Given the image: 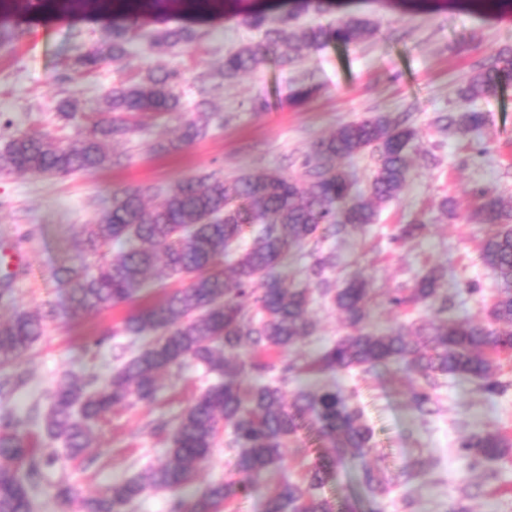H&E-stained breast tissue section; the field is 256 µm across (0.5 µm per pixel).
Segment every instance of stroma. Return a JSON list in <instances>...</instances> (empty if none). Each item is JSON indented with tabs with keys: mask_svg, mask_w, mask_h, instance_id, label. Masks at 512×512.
Returning <instances> with one entry per match:
<instances>
[{
	"mask_svg": "<svg viewBox=\"0 0 512 512\" xmlns=\"http://www.w3.org/2000/svg\"><path fill=\"white\" fill-rule=\"evenodd\" d=\"M298 2L224 0L212 14H141L124 65L110 63L92 73L78 69L76 60L107 41L115 21L112 12L93 5L21 19L15 39L0 44V116L12 122L9 131L0 130V139L9 132H38L68 144L82 134L84 115L102 110L113 84L139 80L159 66L179 73L183 105L172 115L145 119L114 142L112 165L97 173L44 177L0 172V253L21 255L12 289L0 299V321L48 302L58 309L44 336L19 361L29 383L10 398L9 408L21 414L45 400L65 373L93 369L104 375L115 366L111 345L95 348L91 342L119 327L133 304L71 315L65 308L68 285L57 275L78 255L83 225L93 223L113 195L139 190L154 206L167 185L214 170L227 178L272 169L297 177L318 140L371 114L409 115L418 132L410 177L397 198L379 206L378 219L367 232L322 245V254L335 257L330 282L341 284L360 271L371 277L381 298L398 284H412L424 267L437 266L446 272L443 290L458 303L457 318L477 316L491 304L499 286L481 259L483 233L466 218L477 205L476 189L512 196V86L476 102L487 122L467 137L439 131L433 120L456 109L455 90L479 63L512 47V5L488 13L472 0H326L323 12L315 13L299 9ZM250 12L264 13L270 26L289 14L299 23L325 27L343 16L363 15L376 22L378 32L358 45L330 42L299 50L287 66L268 57L259 68L201 97V79L214 77L227 51L262 42V31L243 22ZM179 27L195 30L198 40L161 54L148 51L152 33ZM301 83L316 85L318 92L297 106L289 96ZM68 97L78 108L66 120L58 105ZM204 108L214 115L207 135L165 151L183 119ZM445 198L452 200L457 219L439 209ZM416 218L427 224L425 236L392 243L398 227ZM472 280L481 293H465ZM311 316L316 330L292 349V357L313 356L347 332L337 310L322 301L313 303ZM498 375L508 389L492 396L466 380L439 378L441 411L426 423L409 408L411 382L395 368L337 376L336 385L356 390L374 430L377 463L387 476L398 475L414 457L429 460L430 466L406 488L376 499L365 497L354 472L338 468L326 495L358 499L359 512H449L461 499L472 512H512V458L474 469L458 453L461 439L472 430L512 434V360L501 364ZM207 384L194 364L172 370L153 404L115 408L108 425L94 427L86 455L60 461L56 473L88 494L158 463L168 444L151 431L150 422L173 418Z\"/></svg>",
	"mask_w": 512,
	"mask_h": 512,
	"instance_id": "obj_1",
	"label": "stroma"
}]
</instances>
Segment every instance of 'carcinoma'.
<instances>
[{"label":"carcinoma","instance_id":"carcinoma-1","mask_svg":"<svg viewBox=\"0 0 512 512\" xmlns=\"http://www.w3.org/2000/svg\"><path fill=\"white\" fill-rule=\"evenodd\" d=\"M78 0H3L0 38L5 23L40 8H62ZM158 9L182 6L208 12L221 0H104L124 13L144 4ZM265 17L252 14L247 24L264 29V41L242 45L224 55L221 77L234 81L259 67L270 55L282 63L294 60L281 48H319L329 42L349 46L375 35L367 18L345 16L335 25H298L288 15L265 28ZM135 36L133 25L115 24L112 38L86 52L77 64L88 72L107 61L120 62ZM197 35L181 27L156 32L148 50L162 53L188 45ZM179 74L157 68L138 81L113 85L104 97L105 111L86 116L81 138L61 145L39 133H20L0 143V171L49 177L95 173L112 163L111 144L134 131L146 115L181 111L176 86ZM512 84V47L501 48L457 88L465 107L440 113L434 125L442 132L466 135L480 129L485 115L467 105L496 96ZM212 114L199 112L184 120L179 135L165 149L177 150L205 136ZM414 126L386 114L344 124L319 140L302 162L304 177L278 170L224 179L214 174L182 179L165 191L161 204L150 207L140 191L112 197L95 223L83 227L84 249L78 263L60 269L70 286L68 307L74 314L133 300L151 282L150 273L163 262L169 275L188 284L129 314L120 336L141 342L120 365L102 377L95 372L66 374L49 396L47 407L34 403L23 415L0 410V512H32L43 484L70 512H128L150 490L169 494V512H225L239 494H260L265 512H355V504L335 503L323 494L333 469H356L373 498L387 495L391 485L370 456L374 432L362 409L348 394L330 385L300 388L288 384L302 373L331 376L360 369L395 366L415 377L409 404L425 422L438 412L433 390L440 377L462 378L483 394L497 395L507 384L497 376L498 362L512 354V197L476 191L478 206L467 221L484 229L482 258L502 289L481 318L453 315L455 298L442 292V273L432 267L409 288L385 296L393 310L422 309L433 317L419 323H395L384 329L368 323L375 294L368 279L355 275L339 287L326 273L332 257L317 258L306 270L314 288L285 286L278 268L289 255L349 235L375 223L377 206L399 196L410 170ZM370 151L377 164L366 189L337 165ZM425 224H404L392 241L420 237ZM329 301L343 315L349 331L315 356L291 359L281 366L267 357L288 353L313 332L309 317L312 294ZM53 305L39 312H19L0 321V399H8L28 383L14 369L43 336L54 319ZM192 360L215 378L199 397L155 431L166 436L167 454L156 465L108 486L95 496H80L65 476L52 481L48 469L61 457L76 459L90 446L93 428L106 422L112 409L133 397L156 399L162 375ZM303 430H314L325 455L309 465L298 480L279 479L268 487L259 481L280 467L283 449ZM224 438L234 455L240 479L213 481L191 499L181 496L196 480L198 468ZM471 465L512 455V436L480 429L460 443Z\"/></svg>","mask_w":512,"mask_h":512}]
</instances>
